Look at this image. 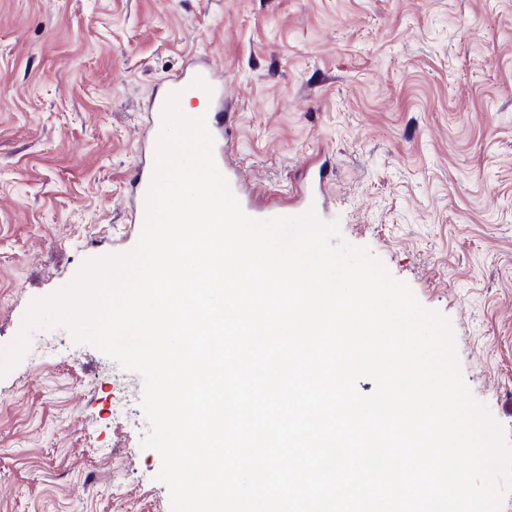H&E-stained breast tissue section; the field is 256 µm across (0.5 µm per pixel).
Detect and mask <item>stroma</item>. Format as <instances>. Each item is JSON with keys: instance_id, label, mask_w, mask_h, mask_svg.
I'll use <instances>...</instances> for the list:
<instances>
[{"instance_id": "obj_1", "label": "stroma", "mask_w": 512, "mask_h": 512, "mask_svg": "<svg viewBox=\"0 0 512 512\" xmlns=\"http://www.w3.org/2000/svg\"><path fill=\"white\" fill-rule=\"evenodd\" d=\"M224 74L263 195L325 173L338 238L446 318L512 445V0H0V512H171L143 380L34 301L141 229L152 97ZM111 484H104V476ZM156 166V153L153 157L146 159L139 170V182L141 191L132 204L131 214L134 224L144 225L147 212V194L151 185Z\"/></svg>"}]
</instances>
